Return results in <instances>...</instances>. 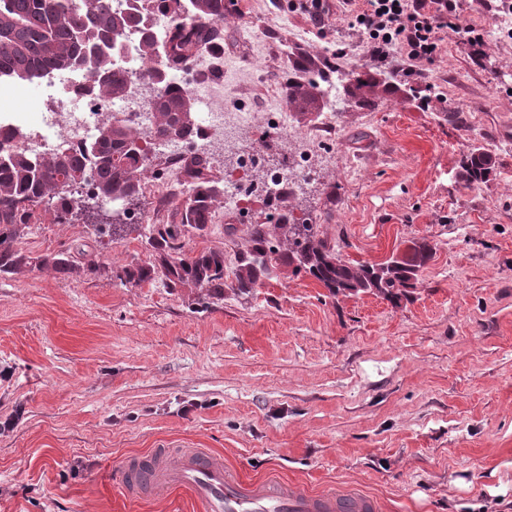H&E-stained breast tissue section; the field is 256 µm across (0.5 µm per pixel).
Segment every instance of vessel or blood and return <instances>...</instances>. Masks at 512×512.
I'll return each instance as SVG.
<instances>
[{
	"mask_svg": "<svg viewBox=\"0 0 512 512\" xmlns=\"http://www.w3.org/2000/svg\"><path fill=\"white\" fill-rule=\"evenodd\" d=\"M127 490L186 485L197 493L204 512H380L378 500L360 490L311 493L272 478L246 481L233 474L221 458L203 449L172 457L127 458Z\"/></svg>",
	"mask_w": 512,
	"mask_h": 512,
	"instance_id": "vessel-or-blood-1",
	"label": "vessel or blood"
}]
</instances>
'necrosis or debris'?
I'll list each match as a JSON object with an SVG mask.
<instances>
[{"instance_id":"1","label":"necrosis or debris","mask_w":512,"mask_h":512,"mask_svg":"<svg viewBox=\"0 0 512 512\" xmlns=\"http://www.w3.org/2000/svg\"><path fill=\"white\" fill-rule=\"evenodd\" d=\"M126 67L139 86L132 97L123 100H100L85 92L81 80L58 84L50 72L44 74L39 82L40 92L32 99L24 89L0 81V130L29 128L32 135L23 146L31 153L44 152L52 144L78 150L92 137L101 115L107 112L122 116L132 129L148 131L153 124L148 108L152 90L146 84L148 67L141 64L133 38L127 43ZM175 81L192 95L201 110L197 121L199 139L227 147L242 138L253 141L250 150L235 152L232 165L224 171V205L228 211L249 216L257 205L276 202L296 179L317 177L311 154L305 149L286 159L282 167H263L268 145L295 131L294 115L286 105H279L274 112H219L215 104L223 86L206 70L182 73ZM188 151V144H168L167 174L151 178L148 192L161 197L189 193L188 183L179 175Z\"/></svg>"}]
</instances>
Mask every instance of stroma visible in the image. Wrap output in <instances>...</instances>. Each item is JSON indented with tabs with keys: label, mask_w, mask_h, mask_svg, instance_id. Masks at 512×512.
<instances>
[{
	"label": "stroma",
	"mask_w": 512,
	"mask_h": 512,
	"mask_svg": "<svg viewBox=\"0 0 512 512\" xmlns=\"http://www.w3.org/2000/svg\"><path fill=\"white\" fill-rule=\"evenodd\" d=\"M323 6L319 25L291 0H224V54L197 65L228 112L266 111L263 87L305 57L390 83L365 107L340 94L335 149L314 151L320 178L279 212L309 215L347 260L430 242L416 288L332 297L285 267L206 303L160 278L121 284L115 270L154 259L137 234L44 216L19 247L67 253L70 271L0 277V512H200L186 489L127 495L125 458L157 448L207 449L246 479L352 485L383 512H512V0H457L480 59L448 33L409 73L366 56L342 0ZM474 147L491 170L469 186ZM264 220L216 200L180 253L219 248L233 270Z\"/></svg>",
	"instance_id": "stroma-1"
}]
</instances>
